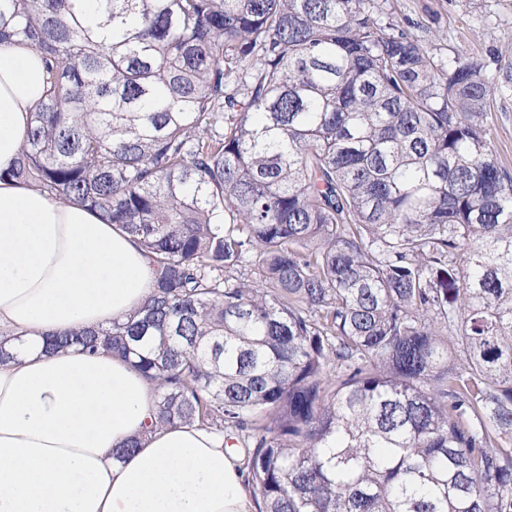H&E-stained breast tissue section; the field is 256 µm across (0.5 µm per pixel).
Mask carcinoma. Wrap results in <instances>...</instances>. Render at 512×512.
<instances>
[{"mask_svg": "<svg viewBox=\"0 0 512 512\" xmlns=\"http://www.w3.org/2000/svg\"><path fill=\"white\" fill-rule=\"evenodd\" d=\"M50 80L14 168L138 238L141 309L46 338L235 439L258 512H512V174L478 60L373 0H0Z\"/></svg>", "mask_w": 512, "mask_h": 512, "instance_id": "carcinoma-1", "label": "carcinoma"}]
</instances>
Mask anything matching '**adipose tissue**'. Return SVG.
<instances>
[{"label": "adipose tissue", "mask_w": 512, "mask_h": 512, "mask_svg": "<svg viewBox=\"0 0 512 512\" xmlns=\"http://www.w3.org/2000/svg\"><path fill=\"white\" fill-rule=\"evenodd\" d=\"M47 72L0 47V171L26 138ZM154 271L138 241L77 203L0 180V512H255L223 432L155 427L154 389L129 362L44 336L97 330L140 309ZM141 446L123 459L131 438Z\"/></svg>", "instance_id": "obj_1"}]
</instances>
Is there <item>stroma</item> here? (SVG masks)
<instances>
[{
	"mask_svg": "<svg viewBox=\"0 0 512 512\" xmlns=\"http://www.w3.org/2000/svg\"><path fill=\"white\" fill-rule=\"evenodd\" d=\"M381 22H399L448 63L476 58L499 78L512 62V0H375ZM487 137L512 172V83L499 86L487 118Z\"/></svg>",
	"mask_w": 512,
	"mask_h": 512,
	"instance_id": "1",
	"label": "stroma"
}]
</instances>
